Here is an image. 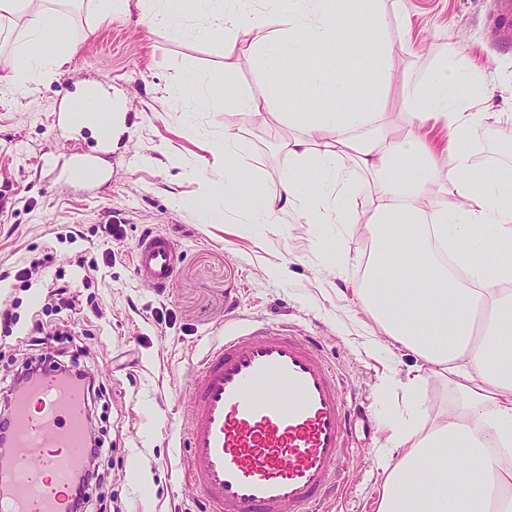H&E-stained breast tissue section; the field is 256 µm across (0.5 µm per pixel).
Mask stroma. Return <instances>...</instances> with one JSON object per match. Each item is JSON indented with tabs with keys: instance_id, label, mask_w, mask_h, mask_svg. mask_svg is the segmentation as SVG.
Returning a JSON list of instances; mask_svg holds the SVG:
<instances>
[{
	"instance_id": "35a3bbf8",
	"label": "stroma",
	"mask_w": 512,
	"mask_h": 512,
	"mask_svg": "<svg viewBox=\"0 0 512 512\" xmlns=\"http://www.w3.org/2000/svg\"><path fill=\"white\" fill-rule=\"evenodd\" d=\"M500 0H381L387 34L406 39L410 56L396 59L388 110L405 119L402 89L435 64V48L458 45L459 64L484 69L495 89L512 87V28L498 26ZM47 53L70 48L62 67L16 90L0 66V274L39 260L31 288L0 282V305L16 321L0 326V382L23 359H79L106 386L95 409L106 453L96 459L101 482L89 512H201L202 494L181 472L179 451L190 375L203 352L225 334L251 326H289L318 341L364 409L343 462L341 487L329 512H375L384 479L374 456L385 426L404 412V385L416 364L387 337H371L372 320L353 293L366 251L345 252L335 224H307L294 211L276 224L210 221L215 184L224 178V124L244 134L243 158L256 189L276 197L291 160L289 129L274 113L227 117L224 108L189 112L171 87L190 73L215 95L225 86L257 91L262 78L247 54L225 56L213 40L177 39L150 29L138 6L102 14L99 0H75L58 13ZM110 95L118 138L102 160L103 180L88 188L59 169L96 138V130L57 129L64 91L88 87ZM80 227L76 241L60 239ZM117 226L110 237L105 225ZM151 232L174 245L171 288L149 286L134 267L135 248ZM82 257L91 273L72 265ZM65 280L78 297L68 310L49 292ZM51 340L29 345L35 321ZM455 402L447 381L419 388L416 417L433 419Z\"/></svg>"
}]
</instances>
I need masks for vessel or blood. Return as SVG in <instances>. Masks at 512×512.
Returning a JSON list of instances; mask_svg holds the SVG:
<instances>
[{
    "mask_svg": "<svg viewBox=\"0 0 512 512\" xmlns=\"http://www.w3.org/2000/svg\"><path fill=\"white\" fill-rule=\"evenodd\" d=\"M96 119L99 151L112 142L108 103L66 113L69 126ZM173 243L153 233L136 248L152 287L174 280ZM344 380L319 344L289 329L259 328L207 349L191 374L182 446L185 478L204 512H316L336 486L355 433ZM85 400L57 371L19 391L11 412L15 474L0 480V512H68L84 467Z\"/></svg>",
    "mask_w": 512,
    "mask_h": 512,
    "instance_id": "b4317fda",
    "label": "vessel or blood"
}]
</instances>
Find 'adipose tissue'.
<instances>
[{
  "instance_id": "ef3b65f1",
  "label": "adipose tissue",
  "mask_w": 512,
  "mask_h": 512,
  "mask_svg": "<svg viewBox=\"0 0 512 512\" xmlns=\"http://www.w3.org/2000/svg\"><path fill=\"white\" fill-rule=\"evenodd\" d=\"M155 4L139 0L151 25L223 40L228 54L239 35H252L249 50L267 80L266 89L228 87L220 98L175 84L188 111L223 105L259 115L275 97L289 102L292 165L278 197L251 189L255 174L230 125L218 195L248 224H276L293 210L309 224L342 225L347 242L364 225L370 250L355 293L380 335L418 360L407 401L432 375L458 397L428 428L408 415L389 423L388 448L375 458L384 475L377 512H512V469L502 465L512 457V177L474 175L471 149L476 127L512 124V113L487 108L484 74L457 66L451 45L408 86V124L390 128L392 63L412 48L385 36L378 0H275L274 9L247 12L238 0H195L186 17ZM7 13L26 18V42L7 60L18 85L66 61L41 50L59 24L42 0H0V16ZM357 75L368 94H356ZM436 126L448 133L445 147L429 138ZM362 188L371 196L363 210ZM396 225L402 237H392Z\"/></svg>"
}]
</instances>
